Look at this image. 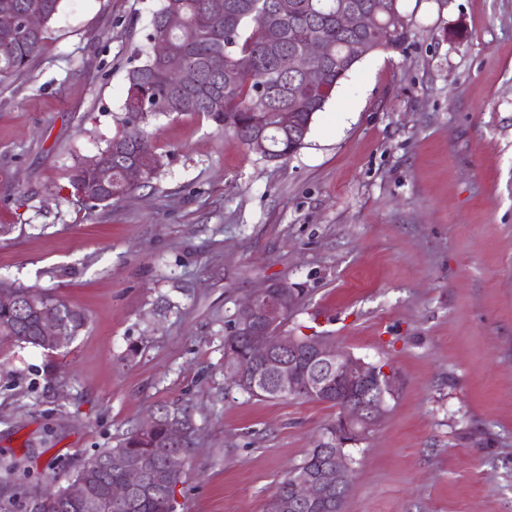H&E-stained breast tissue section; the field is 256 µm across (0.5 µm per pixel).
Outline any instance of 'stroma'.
Returning a JSON list of instances; mask_svg holds the SVG:
<instances>
[{"label":"stroma","instance_id":"35a3bbf8","mask_svg":"<svg viewBox=\"0 0 512 512\" xmlns=\"http://www.w3.org/2000/svg\"><path fill=\"white\" fill-rule=\"evenodd\" d=\"M159 5L63 0L0 87V282L87 316L54 354L0 339V465L19 464L0 512L162 406L196 428L175 512H265L337 413L224 377L239 306L273 280L298 294L287 334L395 377L343 512H512V0H400L409 40L366 54L283 162L159 116L151 186L87 210L71 168L120 129Z\"/></svg>","mask_w":512,"mask_h":512}]
</instances>
